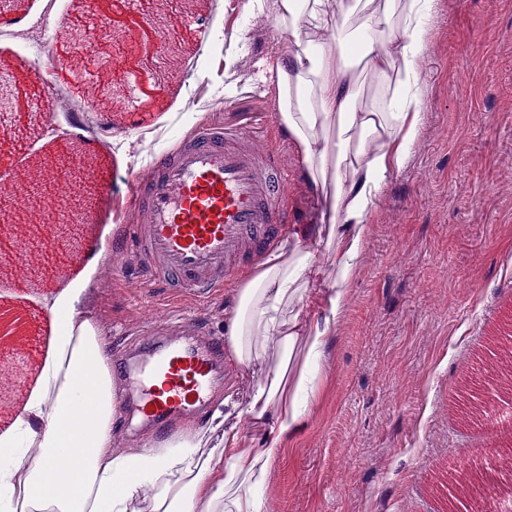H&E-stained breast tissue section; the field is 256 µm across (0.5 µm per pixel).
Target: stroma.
I'll return each mask as SVG.
<instances>
[{
  "instance_id": "1",
  "label": "stroma",
  "mask_w": 512,
  "mask_h": 512,
  "mask_svg": "<svg viewBox=\"0 0 512 512\" xmlns=\"http://www.w3.org/2000/svg\"><path fill=\"white\" fill-rule=\"evenodd\" d=\"M224 27L226 0H15L0 14V75L12 105L0 121V183L31 159L67 151L94 164L97 193L73 212L80 235L36 227L44 261L0 258V433L34 394L50 347L49 306L83 291L114 359L142 339L146 304L202 317L223 333L233 289L200 300L145 280L134 259L113 271L124 225L114 189L205 122L250 124L282 161L293 223L316 225L305 179L264 76L288 48L271 12ZM420 65L423 120L410 158L391 171L370 213L345 314L329 337L303 429L288 438L264 490V512H444L436 492L459 460L485 461L506 441L460 412L467 375L512 322V0H435ZM88 35L77 44L73 31ZM120 59L71 70V54ZM206 91H199V81ZM162 108L143 103L149 84ZM68 108L45 110L48 90ZM196 99L186 111V99Z\"/></svg>"
}]
</instances>
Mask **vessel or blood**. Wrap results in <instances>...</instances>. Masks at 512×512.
Instances as JSON below:
<instances>
[{
    "instance_id": "1",
    "label": "vessel or blood",
    "mask_w": 512,
    "mask_h": 512,
    "mask_svg": "<svg viewBox=\"0 0 512 512\" xmlns=\"http://www.w3.org/2000/svg\"><path fill=\"white\" fill-rule=\"evenodd\" d=\"M243 130L202 126L143 171L129 192L114 194L116 213L132 204L135 224L120 250L140 259L157 281L211 295L227 283L246 248L274 244L288 222V178L274 155L240 147ZM135 357L115 364L125 398L120 417L138 412L156 436L202 420L225 363L224 342L194 320L190 337H171L179 316L150 317Z\"/></svg>"
}]
</instances>
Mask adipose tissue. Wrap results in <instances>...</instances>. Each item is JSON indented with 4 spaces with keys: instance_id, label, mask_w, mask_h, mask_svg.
Listing matches in <instances>:
<instances>
[{
    "instance_id": "adipose-tissue-1",
    "label": "adipose tissue",
    "mask_w": 512,
    "mask_h": 512,
    "mask_svg": "<svg viewBox=\"0 0 512 512\" xmlns=\"http://www.w3.org/2000/svg\"><path fill=\"white\" fill-rule=\"evenodd\" d=\"M433 0H249L272 8L288 50L268 69L278 119L323 208V236L292 233L235 293L226 349L242 374L271 369L243 408L266 424L258 448L216 417L144 448L116 446L115 386L104 333L81 291L51 304L56 328L38 391L0 435V512H263L262 492L344 313L371 207L403 167L421 123L419 62ZM388 94L363 101L364 78ZM69 467H59L61 458Z\"/></svg>"
}]
</instances>
